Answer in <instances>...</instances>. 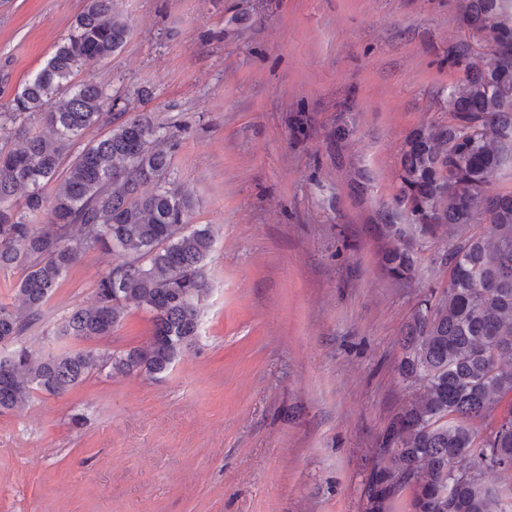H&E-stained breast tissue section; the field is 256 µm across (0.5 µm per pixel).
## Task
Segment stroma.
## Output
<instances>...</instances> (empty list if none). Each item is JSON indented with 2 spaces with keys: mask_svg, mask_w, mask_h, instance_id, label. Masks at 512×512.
<instances>
[{
  "mask_svg": "<svg viewBox=\"0 0 512 512\" xmlns=\"http://www.w3.org/2000/svg\"><path fill=\"white\" fill-rule=\"evenodd\" d=\"M124 47L83 79L174 131L191 224L218 231L199 337L165 373L95 374L0 416V512H369L382 441L416 388L398 371L447 243L389 279L370 226L394 209L406 136L447 110L455 0H116ZM84 0H0V112ZM346 121L342 143L331 137ZM107 264L91 250L25 337L37 355L142 345L129 304L106 339L61 340Z\"/></svg>",
  "mask_w": 512,
  "mask_h": 512,
  "instance_id": "obj_1",
  "label": "stroma"
}]
</instances>
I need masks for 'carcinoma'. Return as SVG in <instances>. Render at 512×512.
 Returning <instances> with one entry per match:
<instances>
[{"label": "carcinoma", "instance_id": "1", "mask_svg": "<svg viewBox=\"0 0 512 512\" xmlns=\"http://www.w3.org/2000/svg\"><path fill=\"white\" fill-rule=\"evenodd\" d=\"M464 38L448 46V112L405 138L395 205L378 214L388 275H416L414 247L448 238V288L418 305L403 333L401 375L420 393L396 414L383 441L392 466L373 471L372 512L412 489V512H512V191L492 178L512 160V0H457ZM130 33L115 0H85L44 67L0 112V270L20 269L11 303H0V415L33 394L61 397L97 371L155 375L196 342L215 243L209 224H189L192 192L171 178L177 135L145 113H112L105 88L73 77L108 60ZM106 127L80 144L83 132ZM54 184L52 194L45 192ZM47 217L46 226L36 221ZM117 253L92 305L57 321L60 339H100L128 301L152 314L146 344L97 356L35 358L23 337L88 250ZM496 473L491 485L485 474Z\"/></svg>", "mask_w": 512, "mask_h": 512}]
</instances>
